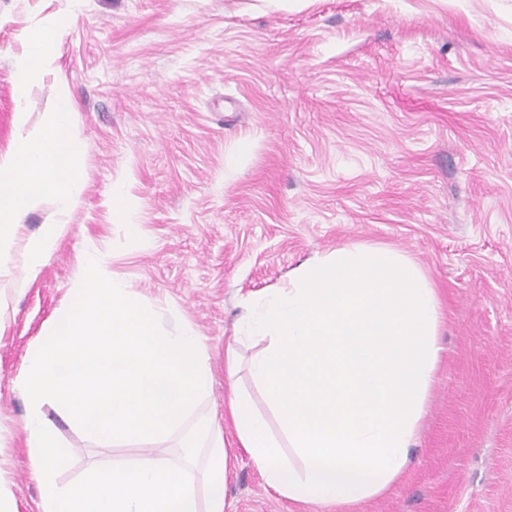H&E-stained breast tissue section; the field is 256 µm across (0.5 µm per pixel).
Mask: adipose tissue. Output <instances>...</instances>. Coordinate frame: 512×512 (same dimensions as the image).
<instances>
[{"instance_id":"1","label":"adipose tissue","mask_w":512,"mask_h":512,"mask_svg":"<svg viewBox=\"0 0 512 512\" xmlns=\"http://www.w3.org/2000/svg\"><path fill=\"white\" fill-rule=\"evenodd\" d=\"M45 225L24 248L34 280L65 231ZM436 288L402 250L349 242L300 263L256 295L225 349V409L267 489L336 512L384 494L406 468L439 362ZM248 371L267 412L238 386Z\"/></svg>"}]
</instances>
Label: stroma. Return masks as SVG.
<instances>
[{"label":"stroma","instance_id":"stroma-1","mask_svg":"<svg viewBox=\"0 0 512 512\" xmlns=\"http://www.w3.org/2000/svg\"><path fill=\"white\" fill-rule=\"evenodd\" d=\"M58 20L29 109L74 96L83 192L38 276L19 292L0 280V480L16 512H38L41 488L12 381L86 251L203 336L227 512H324L268 492L238 448L224 350L246 299L348 241L406 251L443 311L411 461L354 512H512V0H0V157L22 34ZM116 183L138 240L113 219ZM43 413L70 450L59 482L144 452Z\"/></svg>","mask_w":512,"mask_h":512}]
</instances>
